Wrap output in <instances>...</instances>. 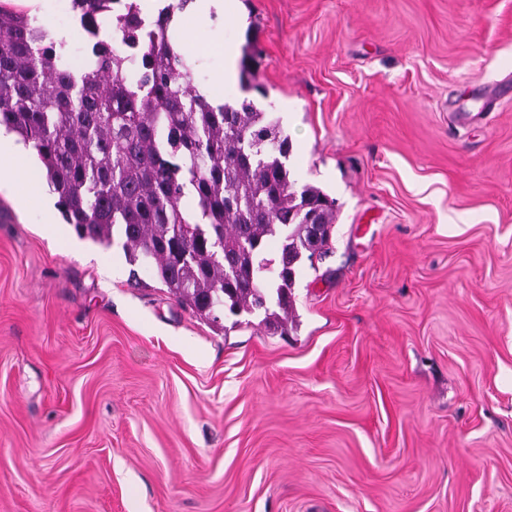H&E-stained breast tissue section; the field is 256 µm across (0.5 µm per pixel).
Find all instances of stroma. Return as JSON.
Here are the masks:
<instances>
[{
  "mask_svg": "<svg viewBox=\"0 0 512 512\" xmlns=\"http://www.w3.org/2000/svg\"><path fill=\"white\" fill-rule=\"evenodd\" d=\"M183 12L336 206L287 335L0 191V512H512V0Z\"/></svg>",
  "mask_w": 512,
  "mask_h": 512,
  "instance_id": "obj_1",
  "label": "stroma"
}]
</instances>
